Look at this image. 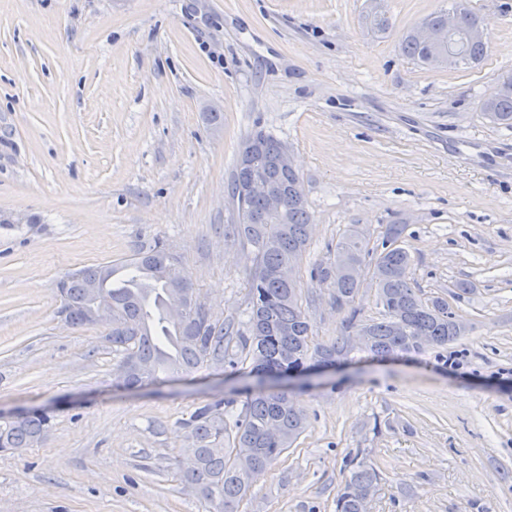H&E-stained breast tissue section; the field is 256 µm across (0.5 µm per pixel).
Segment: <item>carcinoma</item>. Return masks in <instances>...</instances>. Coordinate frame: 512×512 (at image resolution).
<instances>
[{
	"instance_id": "cac0c4a2",
	"label": "carcinoma",
	"mask_w": 512,
	"mask_h": 512,
	"mask_svg": "<svg viewBox=\"0 0 512 512\" xmlns=\"http://www.w3.org/2000/svg\"><path fill=\"white\" fill-rule=\"evenodd\" d=\"M462 10L461 22L479 20L469 0H450ZM371 30L387 35L394 29L384 13L367 16ZM404 54L423 66L447 49L421 42L415 31L402 39ZM488 42H460L454 65L482 60ZM481 110L492 122L512 129V79L484 95ZM256 139L265 146L253 156L252 168L276 183L285 201L282 210L271 212L259 196L242 194L239 180L245 170L235 167L231 194L236 202L235 237L241 242L250 265L248 319L226 322L197 304L198 295L187 287V313L181 319L168 317L151 329L144 323L143 300L153 291L168 304L174 288L181 287L180 261L155 237L132 258L120 263L84 267L67 274L57 284L60 306L73 326H85L91 298L86 284H98L100 297L112 301V314L120 316L130 335L112 336V350L122 353L120 366L129 368L125 386L136 387L157 380L158 373L189 375L211 365L234 367L250 363L255 372L288 375L302 371L309 358L339 360L352 348L350 336L316 348L310 347L311 317L303 305L299 277L288 280V269L299 271L314 223L303 188V178L282 167L279 152L286 144L270 133L256 130L242 142L241 150ZM404 226L388 225L381 251L369 247L367 236L352 226L336 243V259L320 263L311 278L332 288L336 307L351 308L350 327L356 329L364 351L377 359L397 352H418L426 346L442 348L462 336L467 323L442 298L424 299L410 282L411 255L399 244ZM374 286L384 312L379 321L358 320L352 308L364 282ZM188 446L175 457V464L192 458L195 468L179 471L182 481L203 488L211 512H239V505L254 482L253 472L269 469L298 439L305 414L285 391H259L246 398L233 420L224 418V401L199 408L181 422ZM52 427L51 417L35 410L20 420H0V449L27 448L43 441ZM380 472L363 460L352 464L350 475L336 494V512H367L379 490Z\"/></svg>"
}]
</instances>
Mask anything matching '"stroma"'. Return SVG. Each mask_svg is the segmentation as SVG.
Listing matches in <instances>:
<instances>
[{
    "instance_id": "1",
    "label": "stroma",
    "mask_w": 512,
    "mask_h": 512,
    "mask_svg": "<svg viewBox=\"0 0 512 512\" xmlns=\"http://www.w3.org/2000/svg\"><path fill=\"white\" fill-rule=\"evenodd\" d=\"M385 4L381 38L365 0H0V417L53 416L41 444L0 452V512H209L172 462L180 422L269 389L306 428L240 512H335L355 456L383 476L368 512H512V129L480 108L512 78V0H472L489 50L438 70L399 43L448 0ZM259 129L296 155L314 216L299 268L312 346L349 312L309 270L354 224L374 247L404 225L413 288L470 331L289 380L227 365L118 386L106 327L65 325L58 281L161 236L200 296L243 319L246 253L224 227Z\"/></svg>"
}]
</instances>
